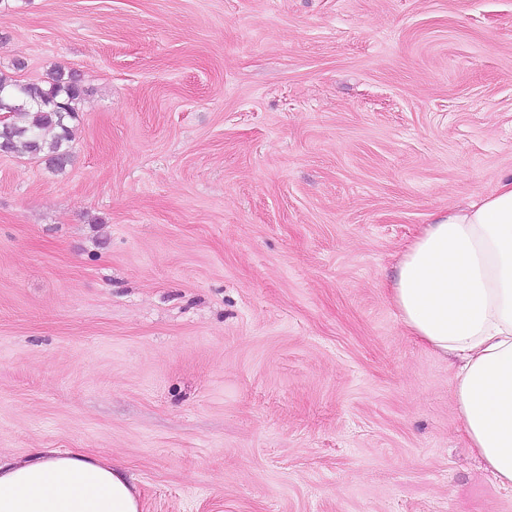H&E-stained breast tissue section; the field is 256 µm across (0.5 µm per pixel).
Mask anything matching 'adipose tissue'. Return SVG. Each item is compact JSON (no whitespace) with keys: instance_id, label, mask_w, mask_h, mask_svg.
I'll use <instances>...</instances> for the list:
<instances>
[{"instance_id":"1","label":"adipose tissue","mask_w":512,"mask_h":512,"mask_svg":"<svg viewBox=\"0 0 512 512\" xmlns=\"http://www.w3.org/2000/svg\"><path fill=\"white\" fill-rule=\"evenodd\" d=\"M391 296L405 329L455 360L469 445L512 490V172L425 225ZM0 512H141V501L113 462L36 448L25 461L0 460Z\"/></svg>"}]
</instances>
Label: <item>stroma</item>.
Here are the masks:
<instances>
[{"instance_id": "stroma-1", "label": "stroma", "mask_w": 512, "mask_h": 512, "mask_svg": "<svg viewBox=\"0 0 512 512\" xmlns=\"http://www.w3.org/2000/svg\"><path fill=\"white\" fill-rule=\"evenodd\" d=\"M77 71L73 161L0 154V457L142 512H512L389 286L512 171V0H0Z\"/></svg>"}]
</instances>
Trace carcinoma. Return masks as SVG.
Masks as SVG:
<instances>
[{"label":"carcinoma","mask_w":512,"mask_h":512,"mask_svg":"<svg viewBox=\"0 0 512 512\" xmlns=\"http://www.w3.org/2000/svg\"><path fill=\"white\" fill-rule=\"evenodd\" d=\"M88 94L76 71L52 69L36 82H20L0 71V151L38 159L54 171H63L71 161V121Z\"/></svg>","instance_id":"obj_1"}]
</instances>
